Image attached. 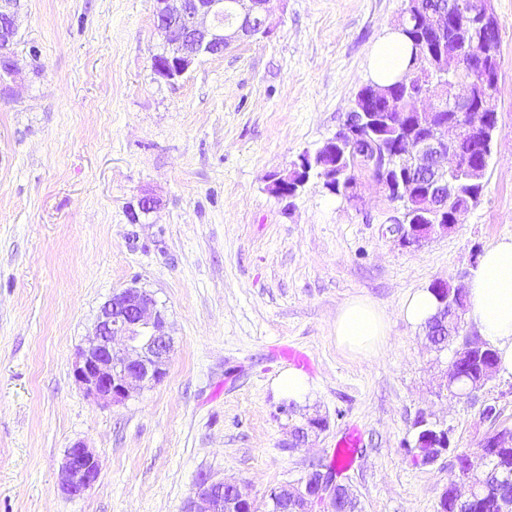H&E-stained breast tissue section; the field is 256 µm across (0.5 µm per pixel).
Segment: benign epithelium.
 Instances as JSON below:
<instances>
[{
	"label": "benign epithelium",
	"mask_w": 512,
	"mask_h": 512,
	"mask_svg": "<svg viewBox=\"0 0 512 512\" xmlns=\"http://www.w3.org/2000/svg\"><path fill=\"white\" fill-rule=\"evenodd\" d=\"M267 0H155L154 25L163 40V51L153 56V71L163 80L174 82L195 64L202 54L217 55L234 42L254 37L267 36L271 26L265 9ZM462 7L460 0L439 2L424 16L426 26L434 33L440 32L454 12ZM20 0H0V82L14 77L17 70L14 42L18 30L17 18ZM465 70L472 77L487 78L485 66L475 65L456 55L448 57L441 72L453 75L432 89L413 94L411 112L430 113L448 111L454 113L452 124L434 130L422 138H404L400 141L396 156L405 161L396 192H391V180L383 158H365L364 170L391 202L410 200L413 187L426 180L434 186L431 207L440 209L444 179L452 172L471 170L468 154L459 148V143L488 126L498 123L493 107L494 97L474 96L473 84L458 76ZM371 113H347L345 120L334 136L325 141L315 153L304 151L293 163L289 175L277 179L274 192L286 188L288 196L297 194L308 180L313 166H325L319 177L328 191L336 193L333 180L336 175L332 163L318 160L321 153L332 157L343 144L358 136L370 119ZM159 201L144 195L138 200V209L131 210L132 220L139 221V214H149L157 209ZM450 224H420L414 219L406 223L403 215L390 217L389 231L404 246H420L438 232H446ZM448 283L438 282L434 287L441 294L443 309L432 332H448L457 336L461 329L462 304L448 305ZM122 346L114 345L116 339ZM174 344L166 331L164 313L157 308L153 296L144 289L127 287L113 292L112 297L100 309L93 337L78 352L73 367L75 380L92 398L119 405L130 394L152 382L160 381L166 374ZM429 425L425 439L434 449L433 460L449 452L455 453L461 477L469 485L464 496L451 486L443 493L439 505L453 503L458 512L461 505L475 497L479 484L469 453L450 448V430L437 422L422 418L416 426ZM324 429V425L313 419L294 429L296 442L308 440L311 434ZM100 476L96 455L83 443L76 442L66 451L60 469V486L72 498L86 495ZM272 496L295 503L297 512H336V500L350 497L346 485L336 481L335 476L317 466L305 478L286 483L273 490ZM255 500L242 492L240 487L222 479L206 477L197 485L186 500L183 512H252Z\"/></svg>",
	"instance_id": "benign-epithelium-1"
}]
</instances>
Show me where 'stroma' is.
I'll use <instances>...</instances> for the list:
<instances>
[{
	"label": "stroma",
	"mask_w": 512,
	"mask_h": 512,
	"mask_svg": "<svg viewBox=\"0 0 512 512\" xmlns=\"http://www.w3.org/2000/svg\"><path fill=\"white\" fill-rule=\"evenodd\" d=\"M402 6L269 0L270 36L201 56L170 85L152 68L154 0H23L19 73L0 97V512H181L208 476L261 501L336 459L352 427L361 444L340 479L359 512H437L460 476L449 454L412 464L418 417L444 422L470 453L512 431V378L451 397L453 348L399 315L408 292L466 284L512 235V0H491L501 69L484 190L448 234L401 245L365 177L356 203L316 177L292 198L269 191L338 130ZM145 193L159 207L131 223ZM132 285L164 310L174 352L161 381L106 405L73 365L101 306ZM356 296L389 318L372 359L333 331ZM295 351L310 360L311 394L289 416L271 383ZM303 414L327 426L297 446ZM77 441L101 471L72 498L58 474Z\"/></svg>",
	"instance_id": "35a3bbf8"
}]
</instances>
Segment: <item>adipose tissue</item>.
Here are the masks:
<instances>
[{
  "mask_svg": "<svg viewBox=\"0 0 512 512\" xmlns=\"http://www.w3.org/2000/svg\"><path fill=\"white\" fill-rule=\"evenodd\" d=\"M410 47L396 29H386L373 45L370 78L386 85L404 71ZM470 320L498 355L496 371L512 378V235L497 240L481 256L466 284ZM389 329L385 313L371 300L354 297L338 311L337 343L356 355L379 354Z\"/></svg>",
  "mask_w": 512,
  "mask_h": 512,
  "instance_id": "adipose-tissue-1",
  "label": "adipose tissue"
}]
</instances>
